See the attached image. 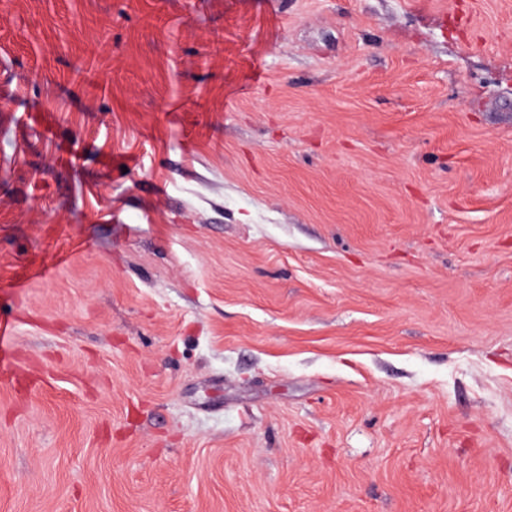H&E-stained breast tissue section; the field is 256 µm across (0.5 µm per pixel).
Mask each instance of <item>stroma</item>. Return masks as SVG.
<instances>
[{
    "label": "stroma",
    "instance_id": "35a3bbf8",
    "mask_svg": "<svg viewBox=\"0 0 512 512\" xmlns=\"http://www.w3.org/2000/svg\"><path fill=\"white\" fill-rule=\"evenodd\" d=\"M0 512H512V0H0Z\"/></svg>",
    "mask_w": 512,
    "mask_h": 512
}]
</instances>
